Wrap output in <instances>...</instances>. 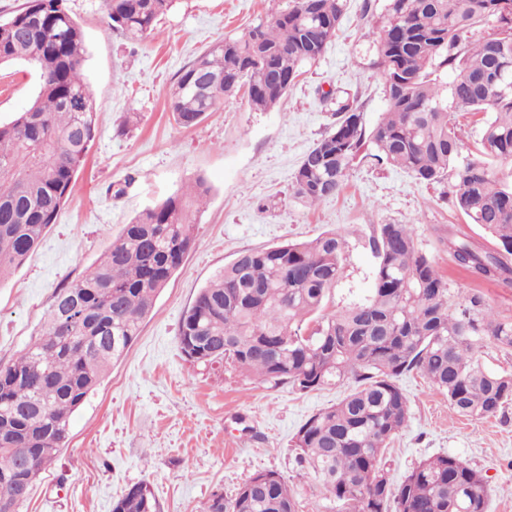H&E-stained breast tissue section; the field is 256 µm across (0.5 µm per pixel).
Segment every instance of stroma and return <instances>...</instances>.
<instances>
[{"mask_svg":"<svg viewBox=\"0 0 512 512\" xmlns=\"http://www.w3.org/2000/svg\"><path fill=\"white\" fill-rule=\"evenodd\" d=\"M367 2L382 13L385 0H349L331 45L302 68L277 108L252 110L241 91L184 128L169 108L180 72L225 37L270 20L288 0H173L154 33L137 43L108 30L100 0H66L84 33L97 134L55 224L0 283V363L39 336L55 289L81 276L125 224L196 178L210 192L194 215V248L128 354L73 413L67 445L34 482L20 512H112L138 483L147 484L160 512H204L212 494L232 496L264 470L288 478L297 512H312L319 488L297 468L291 442L339 391L274 387L218 363H190L179 347L181 320L198 290L241 251L340 232L346 259L325 306L331 313L368 294L373 226L409 224L419 249L447 280L452 306L478 294L495 317L512 321V289L474 280L441 243L451 224L486 238L443 199L441 186L361 156L338 197L309 208L292 194L300 161L335 123L337 100L357 98L369 127L386 108L374 36L363 17ZM37 84L26 64L0 67V123L27 107ZM399 384L409 420L385 454L391 479L401 481L423 459L452 453L486 476L491 512H512V405L491 418H464L423 375L408 374Z\"/></svg>","mask_w":512,"mask_h":512,"instance_id":"obj_1","label":"stroma"}]
</instances>
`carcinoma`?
<instances>
[{
    "instance_id": "cac0c4a2",
    "label": "carcinoma",
    "mask_w": 512,
    "mask_h": 512,
    "mask_svg": "<svg viewBox=\"0 0 512 512\" xmlns=\"http://www.w3.org/2000/svg\"><path fill=\"white\" fill-rule=\"evenodd\" d=\"M100 2L108 29L133 43L154 31L173 0ZM345 10L346 0H288L271 21L215 44L179 75L170 99L175 121L195 126L244 86L253 110L275 108L289 90L276 77L296 82L325 53ZM489 17L496 27L471 41ZM10 20L14 28L0 29V65L27 63L39 81L29 106L0 125V280L55 223L97 131L83 78L85 39L65 0H26ZM376 29L386 112L368 128L356 100L339 103L334 129L297 169L294 197L313 206L338 196L368 143L377 164L446 185L452 207L496 242L487 247L450 225L444 241L454 263L476 280L512 288V183L493 168L512 160V0H385ZM457 112L490 113L478 152L463 158ZM208 192L199 180L124 225L79 278L55 290L40 337L0 364V512H18L67 444L74 411L139 336L194 247L193 207ZM346 247L343 235L326 232L239 253L186 310L183 355L303 393L349 386L293 440L297 465L325 500L317 512H489L485 475L460 457L427 458L397 484L383 458L409 418L403 375L427 376L464 417H495L512 403V372L491 371L478 356L487 337L512 350V321L497 319L478 294L450 311L448 282L410 224L373 228L368 297L324 315ZM113 512H158V504L135 484ZM205 512H296V500L281 474L258 471L233 496L211 497Z\"/></svg>"
}]
</instances>
